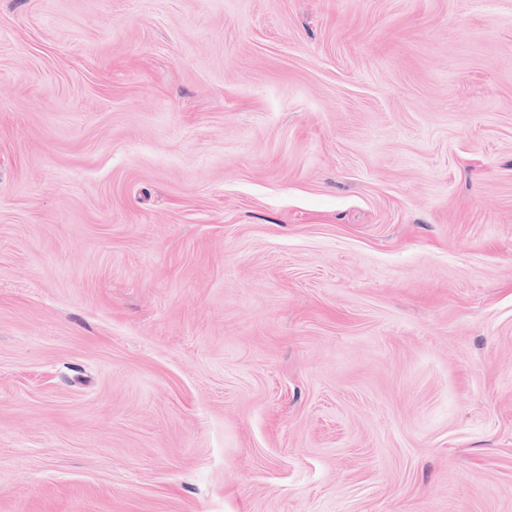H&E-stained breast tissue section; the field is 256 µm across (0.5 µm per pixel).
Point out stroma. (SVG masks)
Instances as JSON below:
<instances>
[{
    "mask_svg": "<svg viewBox=\"0 0 512 512\" xmlns=\"http://www.w3.org/2000/svg\"><path fill=\"white\" fill-rule=\"evenodd\" d=\"M0 512H512V0H0Z\"/></svg>",
    "mask_w": 512,
    "mask_h": 512,
    "instance_id": "35a3bbf8",
    "label": "stroma"
}]
</instances>
